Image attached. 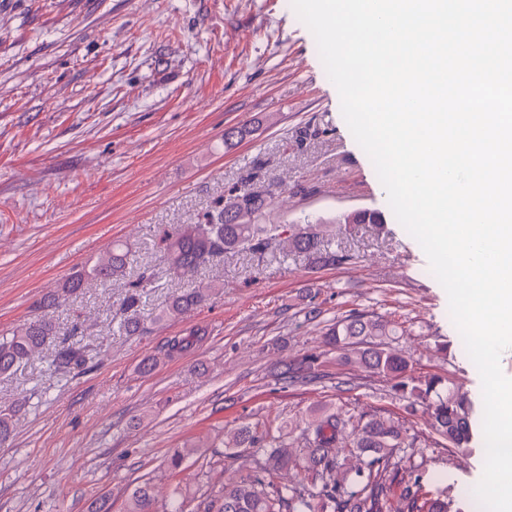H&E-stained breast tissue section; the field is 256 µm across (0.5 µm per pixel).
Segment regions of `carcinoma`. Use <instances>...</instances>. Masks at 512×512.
Returning a JSON list of instances; mask_svg holds the SVG:
<instances>
[{
  "label": "carcinoma",
  "instance_id": "obj_1",
  "mask_svg": "<svg viewBox=\"0 0 512 512\" xmlns=\"http://www.w3.org/2000/svg\"><path fill=\"white\" fill-rule=\"evenodd\" d=\"M274 193L250 181L234 185L193 224L166 229L160 238L169 274L189 279L199 268L227 253L248 251L276 256L273 248L306 254L323 266H339L351 256L329 248L324 228L329 224H379V215L368 209L335 218L306 216L288 226L273 219ZM131 250L121 243L98 254L76 271L46 301L50 310L61 306L84 288L107 287L126 276ZM154 278L143 270L128 282L122 299L119 330L134 335L141 330V310ZM223 287L218 279L185 288L155 313L154 321H173L200 306L209 294ZM399 327L374 312L352 310L326 325L325 336L346 361L393 382V390L408 407L425 408L437 435L449 445L464 448L471 438L472 403L464 394L443 386L433 374L406 380L405 360L389 346ZM58 335L49 314L16 326L0 339V374L29 361ZM83 330L74 325L64 337L49 365L56 373H69L85 362ZM318 357L308 355L288 364L278 377L290 382L305 379L315 370ZM410 435L389 415L346 414L329 409L311 413L300 442L284 437L281 429L242 423L224 436V447L242 459L234 475L216 482L193 498L194 510L174 495L157 508L155 486L143 481L130 491L126 512H453L448 487H439L437 474L415 467L404 471L395 461L397 451L408 445ZM352 449L360 462L345 469L338 449ZM199 444L187 441L172 449L165 460L174 476L198 453Z\"/></svg>",
  "mask_w": 512,
  "mask_h": 512
}]
</instances>
